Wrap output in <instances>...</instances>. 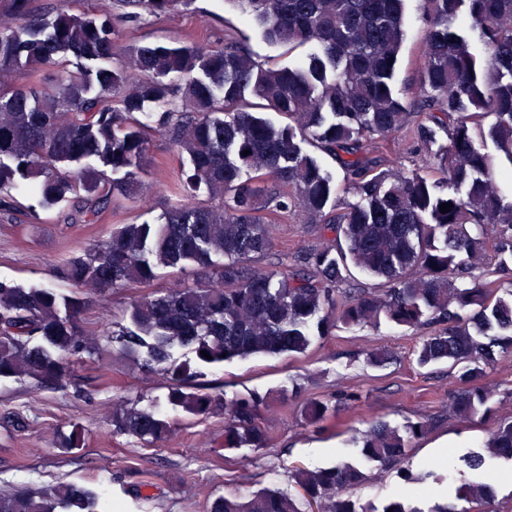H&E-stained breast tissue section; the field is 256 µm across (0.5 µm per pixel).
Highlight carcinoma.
I'll list each match as a JSON object with an SVG mask.
<instances>
[{
	"mask_svg": "<svg viewBox=\"0 0 512 512\" xmlns=\"http://www.w3.org/2000/svg\"><path fill=\"white\" fill-rule=\"evenodd\" d=\"M34 2L0 0V212L16 211L6 190L23 185L45 207L72 201L63 223L94 224L113 196L138 194L130 168L142 164L154 137L174 147L181 168L175 187L159 188L167 206L155 221L122 224L55 266L72 294L0 278V380L52 388L73 360L100 352V340L116 341L140 367L166 376L169 405L224 417V447L263 448L261 401L225 398L177 353L189 349L205 364L300 354L313 322L325 336L340 324L384 317L413 330L435 327L419 343L418 364L458 368L456 416L492 414L481 380L512 354V199L499 183L512 181V0H425L430 30L416 113L392 85L405 0H230L269 42L311 46L288 66H265L235 40L118 53V27L136 24L141 13L90 16L59 0L47 18ZM192 4L119 0L151 15ZM18 70L29 72L30 84L11 83ZM251 96L288 124L253 112ZM402 134L419 157L408 175L389 169L385 152ZM307 144L334 158L357 202L338 210L335 177ZM201 191L210 203L196 201ZM448 202L454 208L440 212ZM297 212L323 225L332 243L298 250L286 269L252 268L253 258L272 250L267 225ZM489 247L498 258L495 280L475 273ZM187 267L201 276L132 300L133 328L107 327L99 340L85 335L82 315L93 298ZM353 267L385 289L340 290ZM333 412L330 400L304 406L312 424ZM111 422L112 432L146 444L173 431L152 407H115ZM425 429L378 421L351 445L367 461L398 464L409 461L411 442ZM83 441L78 425L61 435L67 451ZM489 457L512 463V421L496 425L483 451L462 460L484 476ZM294 479L295 493L222 495L209 512H312L318 503L323 512H357L349 491L368 475L344 461L298 469ZM457 491L466 501L484 499L490 484L467 481ZM0 512H112V504L69 483L0 494Z\"/></svg>",
	"mask_w": 512,
	"mask_h": 512,
	"instance_id": "carcinoma-1",
	"label": "carcinoma"
}]
</instances>
